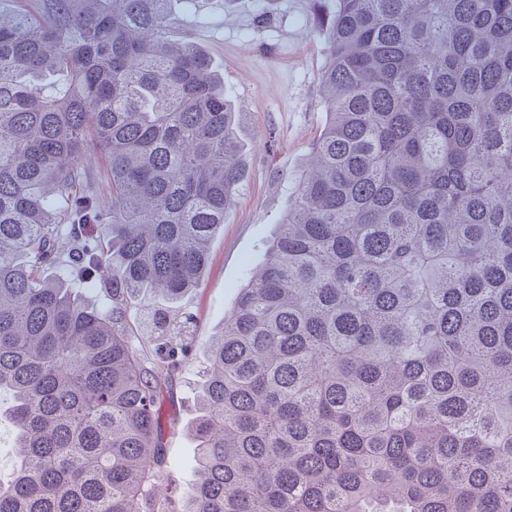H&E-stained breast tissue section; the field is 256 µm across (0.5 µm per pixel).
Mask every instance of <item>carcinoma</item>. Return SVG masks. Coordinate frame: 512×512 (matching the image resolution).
Segmentation results:
<instances>
[{
	"mask_svg": "<svg viewBox=\"0 0 512 512\" xmlns=\"http://www.w3.org/2000/svg\"><path fill=\"white\" fill-rule=\"evenodd\" d=\"M168 3L0 0V512H174L159 411L192 343L126 300L198 286L244 170ZM321 86L208 350L185 512H512V0H336ZM104 264L112 307L71 298ZM14 464V434L8 421L0 424V482L6 484L12 477Z\"/></svg>",
	"mask_w": 512,
	"mask_h": 512,
	"instance_id": "cac0c4a2",
	"label": "carcinoma"
}]
</instances>
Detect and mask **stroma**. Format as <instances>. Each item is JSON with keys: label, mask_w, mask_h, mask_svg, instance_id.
<instances>
[{"label": "stroma", "mask_w": 512, "mask_h": 512, "mask_svg": "<svg viewBox=\"0 0 512 512\" xmlns=\"http://www.w3.org/2000/svg\"><path fill=\"white\" fill-rule=\"evenodd\" d=\"M334 0H172L173 39L202 47L224 78L247 155L244 180L211 245L209 266L179 304L192 355L166 401L169 471L180 507L195 478L191 436L207 347L267 252L325 122L320 80Z\"/></svg>", "instance_id": "1"}]
</instances>
